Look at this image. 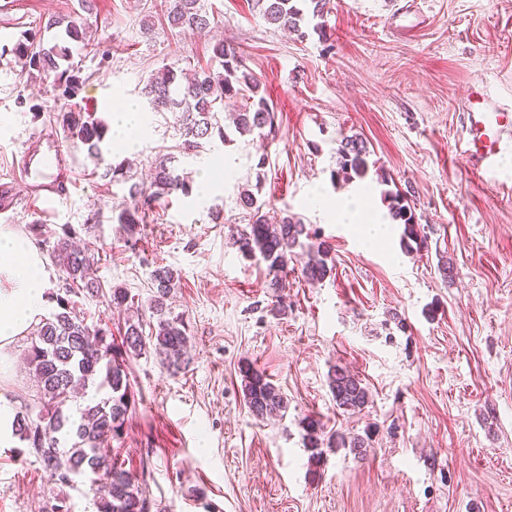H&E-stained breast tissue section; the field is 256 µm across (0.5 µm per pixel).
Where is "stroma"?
<instances>
[{"label":"stroma","instance_id":"stroma-1","mask_svg":"<svg viewBox=\"0 0 512 512\" xmlns=\"http://www.w3.org/2000/svg\"><path fill=\"white\" fill-rule=\"evenodd\" d=\"M204 4L211 30L199 34L170 28L154 0H97L90 15L78 0H0V47L52 16L85 25L99 52L73 55L84 78L76 103L100 117L116 98L140 101L161 68L212 66L219 40L241 51L275 107L272 135L235 133L194 156L179 148L173 113L145 112L137 183H149L163 155L194 175L225 156L234 170L208 198L162 199L131 243L112 220L129 186L107 172L123 153L107 142L96 162L61 126L33 120L32 103L56 112L61 102L48 82L0 57V226L48 257L60 225H91L99 280L128 289L143 314L152 270L180 277L172 310L189 324L193 348L176 370L152 352L130 359L139 402L119 444L125 468L164 512H512V152L482 182L460 155L473 82L512 105V0H331L323 33L303 41L266 23L251 0ZM346 136L368 145L365 179L336 175ZM51 140L70 150L74 184L41 213L25 204L16 160ZM245 188L330 246L331 278L302 280L298 254L272 292L265 265L233 243L250 222L238 202ZM396 189L425 244H407L398 224L365 246L362 228L387 214L384 194ZM318 194L357 197L359 213L338 222L313 205ZM215 208L223 222H213ZM33 224L40 235H30ZM29 343L25 334L0 350V405L14 412L41 407ZM248 362L285 393V417L249 414L239 372ZM334 365L367 387L362 411L337 408L327 383ZM308 415L367 447L311 461L300 426ZM62 495L70 512H96L88 483L53 484L17 439L0 435V512H50Z\"/></svg>","mask_w":512,"mask_h":512}]
</instances>
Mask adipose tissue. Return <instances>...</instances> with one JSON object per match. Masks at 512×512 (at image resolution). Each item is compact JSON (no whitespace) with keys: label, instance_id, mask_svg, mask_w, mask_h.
I'll return each mask as SVG.
<instances>
[{"label":"adipose tissue","instance_id":"obj_1","mask_svg":"<svg viewBox=\"0 0 512 512\" xmlns=\"http://www.w3.org/2000/svg\"><path fill=\"white\" fill-rule=\"evenodd\" d=\"M143 125L135 102L124 100L112 108V143L133 148ZM47 275L36 250L17 232L0 227V348L26 333L48 303Z\"/></svg>","mask_w":512,"mask_h":512}]
</instances>
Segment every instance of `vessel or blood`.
Returning a JSON list of instances; mask_svg holds the SVG:
<instances>
[{
  "label": "vessel or blood",
  "instance_id": "vessel-or-blood-1",
  "mask_svg": "<svg viewBox=\"0 0 512 512\" xmlns=\"http://www.w3.org/2000/svg\"><path fill=\"white\" fill-rule=\"evenodd\" d=\"M465 114L464 149L462 157L475 174L495 168L503 151L512 146V107L493 98L484 82H474L463 104ZM49 151L53 161L48 170H41L36 156L21 152L17 165L22 173L33 179L36 200H45L67 193L72 159L60 144Z\"/></svg>",
  "mask_w": 512,
  "mask_h": 512
}]
</instances>
